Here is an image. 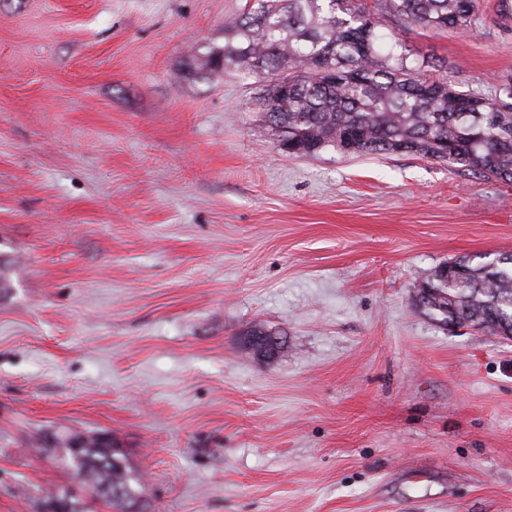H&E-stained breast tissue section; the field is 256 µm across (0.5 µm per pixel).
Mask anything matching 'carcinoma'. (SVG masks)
Returning a JSON list of instances; mask_svg holds the SVG:
<instances>
[{
	"mask_svg": "<svg viewBox=\"0 0 512 512\" xmlns=\"http://www.w3.org/2000/svg\"><path fill=\"white\" fill-rule=\"evenodd\" d=\"M384 6L401 24L429 30L469 28L475 13L474 0ZM229 64L264 80L255 109L296 156L405 152L512 182V87L492 98L455 89L448 75L408 62L399 34L354 0H249L225 24L224 47L197 51L188 67L213 76ZM416 307L441 323L457 317L495 336L505 325L512 331V253L440 266ZM52 446L93 497L116 512H148L143 475L112 433L55 437ZM50 499L82 512L69 491L48 489L38 503Z\"/></svg>",
	"mask_w": 512,
	"mask_h": 512,
	"instance_id": "obj_1",
	"label": "carcinoma"
}]
</instances>
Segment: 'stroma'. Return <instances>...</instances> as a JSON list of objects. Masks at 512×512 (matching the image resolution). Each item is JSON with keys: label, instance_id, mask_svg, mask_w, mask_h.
<instances>
[{"label": "stroma", "instance_id": "stroma-1", "mask_svg": "<svg viewBox=\"0 0 512 512\" xmlns=\"http://www.w3.org/2000/svg\"><path fill=\"white\" fill-rule=\"evenodd\" d=\"M361 2L456 89L512 85L497 0L440 31ZM245 4L0 0V512H113L35 445L93 431L150 512H512V339L415 306L512 253V182L283 151L261 81L184 70Z\"/></svg>", "mask_w": 512, "mask_h": 512}]
</instances>
